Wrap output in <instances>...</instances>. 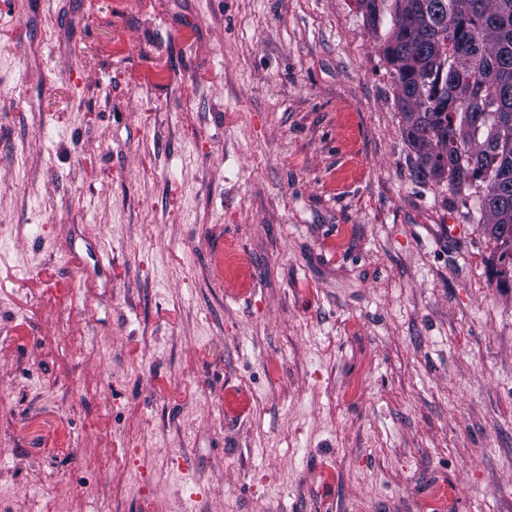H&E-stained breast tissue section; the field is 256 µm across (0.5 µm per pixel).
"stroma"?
<instances>
[{
    "label": "stroma",
    "instance_id": "35a3bbf8",
    "mask_svg": "<svg viewBox=\"0 0 512 512\" xmlns=\"http://www.w3.org/2000/svg\"><path fill=\"white\" fill-rule=\"evenodd\" d=\"M390 27L0 0V512H512V285Z\"/></svg>",
    "mask_w": 512,
    "mask_h": 512
}]
</instances>
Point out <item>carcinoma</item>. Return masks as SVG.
Wrapping results in <instances>:
<instances>
[{
    "instance_id": "1",
    "label": "carcinoma",
    "mask_w": 512,
    "mask_h": 512,
    "mask_svg": "<svg viewBox=\"0 0 512 512\" xmlns=\"http://www.w3.org/2000/svg\"><path fill=\"white\" fill-rule=\"evenodd\" d=\"M392 18L404 133L423 179L471 189L478 223L512 261V0H357Z\"/></svg>"
}]
</instances>
